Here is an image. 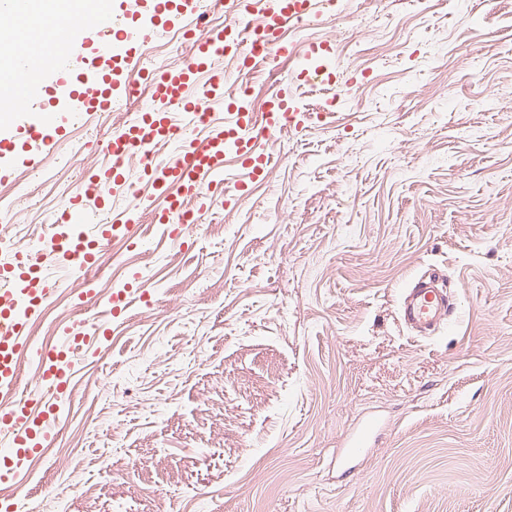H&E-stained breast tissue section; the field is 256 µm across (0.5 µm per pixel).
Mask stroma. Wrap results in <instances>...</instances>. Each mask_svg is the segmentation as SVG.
<instances>
[{
  "mask_svg": "<svg viewBox=\"0 0 512 512\" xmlns=\"http://www.w3.org/2000/svg\"><path fill=\"white\" fill-rule=\"evenodd\" d=\"M286 36L294 57L241 76L254 111L331 98L301 77L319 61L354 99L282 132L251 191L193 200L192 236L108 246L96 285L154 305L79 354L30 467L41 512H512V0H339ZM137 113L74 126L76 168L46 161L14 223L104 171ZM429 268L457 312L420 337L398 302ZM373 414L378 444L337 468Z\"/></svg>",
  "mask_w": 512,
  "mask_h": 512,
  "instance_id": "obj_1",
  "label": "stroma"
}]
</instances>
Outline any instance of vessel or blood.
Segmentation results:
<instances>
[{"instance_id":"obj_1","label":"vessel or blood","mask_w":512,"mask_h":512,"mask_svg":"<svg viewBox=\"0 0 512 512\" xmlns=\"http://www.w3.org/2000/svg\"><path fill=\"white\" fill-rule=\"evenodd\" d=\"M213 3L224 7L232 23L186 27L191 0H115L96 19L64 14L45 30L28 22L33 0H0L5 19L0 25V80L6 83L0 110L13 115L12 123L0 128L1 176L20 166H40L56 155L69 127L111 110L131 86L146 80L153 89L148 109L108 140L112 164L105 175L84 173L60 214V223L84 226V233L62 243L49 240L26 262L0 263V397L12 399L9 411L0 410V443L9 453L8 464L0 466L1 484L26 486L30 462L42 455L59 426L77 355L93 340L82 327L69 328L63 341L37 351L40 380L25 383L19 364L33 352L30 323L70 279H87L101 270L107 235L139 246L141 224L147 221L164 225L168 236L178 239L198 221L185 211V200L205 191L219 194L226 156L236 157L244 181L262 180L272 161L269 143L310 118L285 94L270 98L259 114L230 95L224 99V121L218 124L209 92L235 80L217 65L224 57H237L245 69L287 55L281 40L284 26L316 20L315 0H267L260 10L253 0ZM78 28L91 36V47L84 52L73 46L71 34ZM175 29L190 47L182 68L145 69L141 60L151 31ZM163 144L170 151L160 158L155 150ZM136 177L150 185V194L113 211L100 196L103 182L118 191ZM157 198L165 200L164 208H154ZM133 295L149 298L140 287L119 290L106 303L89 298V306L104 319V333L118 325ZM453 310L446 279L435 272L417 277L400 298L403 324L423 337L449 322Z\"/></svg>"}]
</instances>
